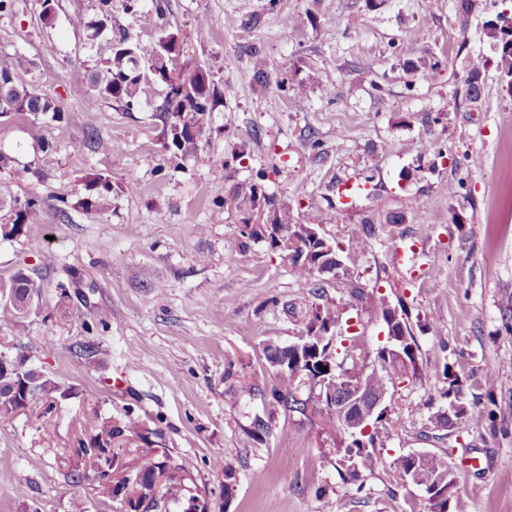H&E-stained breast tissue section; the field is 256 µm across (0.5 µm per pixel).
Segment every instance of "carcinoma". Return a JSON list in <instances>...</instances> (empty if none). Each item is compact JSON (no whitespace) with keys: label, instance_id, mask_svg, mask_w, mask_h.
Instances as JSON below:
<instances>
[{"label":"carcinoma","instance_id":"obj_1","mask_svg":"<svg viewBox=\"0 0 512 512\" xmlns=\"http://www.w3.org/2000/svg\"><path fill=\"white\" fill-rule=\"evenodd\" d=\"M282 25L288 33V39L299 43L305 37V28L291 16L282 18ZM483 31L489 39L491 49L496 54V69L506 88L512 94V43H505L493 31V27H485ZM179 53L172 50V40L169 34L162 35L149 57L143 58L138 46L129 43V38L123 32L114 35L112 56L106 60L98 75L90 78L80 70L71 71L67 77L70 92L80 94L88 88H95L101 95L131 108L139 103L144 86L151 79L167 85V93L161 112L165 120L164 148L170 153V159H176L184 152L196 147L197 141L204 134L203 118L213 111L217 99V88L209 75L200 68H195L189 78L181 77L183 68L177 66ZM32 62L18 55L11 66L0 68V80H4V88L0 90V118L7 115H51L53 119L61 118L62 107L54 98L38 92L34 87L19 81V73L28 71ZM469 79L465 96L472 102L481 99L484 92L482 72L486 71L487 59L476 56L469 61ZM234 199L239 206L255 209L262 204L273 215L274 223L285 232L291 231L294 224L288 213V207L278 203L273 195H266L260 184L243 183L234 192ZM42 200L30 198L24 203L14 202L9 206V218L0 215V221L5 219L11 224L10 233H24L33 216L41 209ZM295 275L312 286L310 296L316 299L311 304V313L305 318V332L317 329L321 334L315 336L314 350L305 362L304 370L286 366L276 367L283 351L268 344L264 352L267 362L275 372L277 384L271 390L270 403L283 412L304 413L308 409V401L296 398V393L304 384H309L319 393L325 394L330 383H343L349 380L362 381L373 390H381L394 383L395 380L409 375H418L416 349L417 344L408 320L399 317L407 332V347L403 350L401 359L386 358L382 351L376 352L380 359L378 369L367 365V356L358 352L352 344L345 348L342 361H337L336 332L339 323V312L336 305L320 302L325 294V280L311 262L304 259L291 260ZM26 365L16 374L0 379V418H8L18 414L19 397L28 379ZM444 383L446 387L442 397L447 400H463V389L453 366L444 365ZM69 390L64 385L49 376H42L38 383V396L33 400L36 405L42 404L50 409L65 398ZM384 418L380 417L372 423L374 431L366 438L367 445L361 447L353 440L345 448V456H356L357 471L348 472L352 480L358 479L362 473L374 470L377 457L374 453L378 424ZM74 448V466L91 465L92 472L98 480L99 492L108 496L116 494L112 487V473L125 469V464L119 461L114 452L116 448H124L128 444L137 448V463L134 472L125 475L122 483L133 481L137 489L144 495L157 494L158 499L175 498L182 491L180 472L183 468L167 454L159 451L158 444L151 438V433L144 431L141 420L131 415L126 421L112 422V418H102L94 415L91 430L82 434L76 440ZM448 471L446 458L431 454L427 463L420 466L421 482L436 483ZM429 512H467L466 501L458 494L457 489H448L444 485L427 497Z\"/></svg>","mask_w":512,"mask_h":512}]
</instances>
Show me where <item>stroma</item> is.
I'll return each mask as SVG.
<instances>
[{"label":"stroma","mask_w":512,"mask_h":512,"mask_svg":"<svg viewBox=\"0 0 512 512\" xmlns=\"http://www.w3.org/2000/svg\"><path fill=\"white\" fill-rule=\"evenodd\" d=\"M477 2L464 31L458 0H167L147 27L123 0L108 13L101 0H55L48 25L40 0H11L0 12V68L31 59L23 82L63 114L0 118V152L13 160L0 185L43 201L22 236L0 242V282L22 269L36 286L25 330L0 311V352L25 356L72 393L48 416L53 429L39 405L0 419V512H70L76 498L87 512H125L121 497L100 495L63 460L93 410L140 416L182 465L184 494L167 512H183L191 495L211 512H426L423 492L391 466L418 450L447 458L470 512H512V96L491 65L481 101L465 97L470 58L491 53L481 30L491 0ZM77 14L106 19V30L88 38L70 23ZM286 15L305 25L302 44L289 41ZM118 27L144 55L162 33L179 32L182 62L206 70L219 91L179 164L163 149V84L130 111L95 90H68L70 71L94 73L111 56ZM256 50L268 62L264 85L253 76ZM16 167L26 179H14ZM94 174L112 184L102 209ZM257 178L293 223L330 242L347 245L373 226L350 263L364 301L326 279L366 352L383 342L382 324L368 319L373 302L409 314L422 374L391 388L378 464L355 482L337 471L343 430L318 413L268 406L275 374L263 349L300 336L309 290L265 243L228 260L251 216L234 190ZM350 181L371 188L348 206L338 188ZM401 247L415 252L414 267L398 264ZM81 344L93 354H79ZM448 363L480 425L428 427L430 412L447 406ZM258 415L270 434H254Z\"/></svg>","instance_id":"stroma-1"}]
</instances>
